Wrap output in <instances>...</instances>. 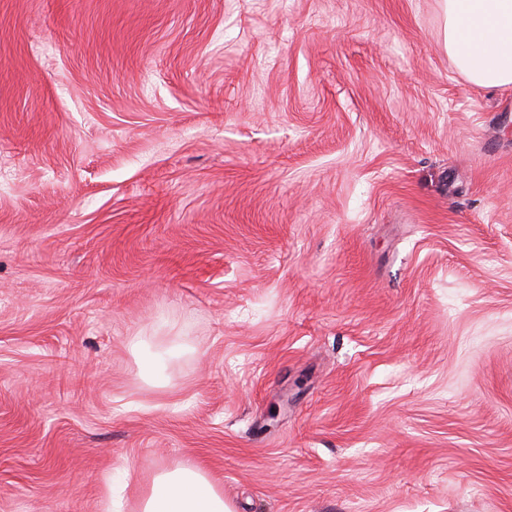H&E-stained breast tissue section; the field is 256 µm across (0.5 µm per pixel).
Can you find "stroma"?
Instances as JSON below:
<instances>
[{"mask_svg": "<svg viewBox=\"0 0 512 512\" xmlns=\"http://www.w3.org/2000/svg\"><path fill=\"white\" fill-rule=\"evenodd\" d=\"M442 28L0 0V512L185 463L235 512H512V86Z\"/></svg>", "mask_w": 512, "mask_h": 512, "instance_id": "obj_1", "label": "stroma"}]
</instances>
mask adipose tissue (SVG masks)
<instances>
[{"mask_svg":"<svg viewBox=\"0 0 512 512\" xmlns=\"http://www.w3.org/2000/svg\"><path fill=\"white\" fill-rule=\"evenodd\" d=\"M443 43L455 66L484 88L512 85V0H443ZM141 512H233L192 464L158 473Z\"/></svg>","mask_w":512,"mask_h":512,"instance_id":"obj_1","label":"adipose tissue"}]
</instances>
